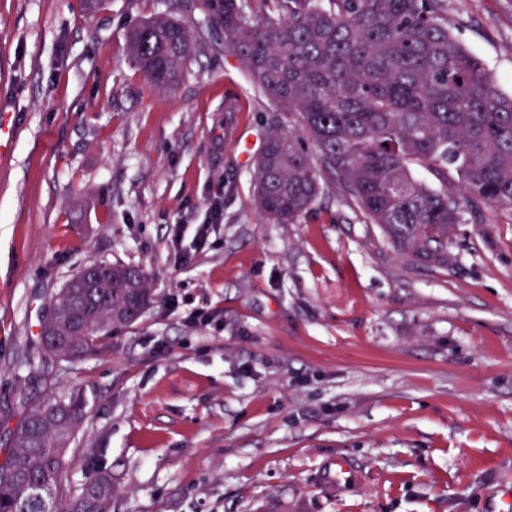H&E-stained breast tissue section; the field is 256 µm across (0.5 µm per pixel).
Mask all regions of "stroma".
<instances>
[{
  "label": "stroma",
  "mask_w": 512,
  "mask_h": 512,
  "mask_svg": "<svg viewBox=\"0 0 512 512\" xmlns=\"http://www.w3.org/2000/svg\"><path fill=\"white\" fill-rule=\"evenodd\" d=\"M512 94V0H447ZM175 0H0V449L44 392L88 412L65 491L112 512H497L512 491V214L483 206L418 264L329 184L294 224L253 205L280 113L188 19L150 85L131 26ZM222 221L209 223L213 204ZM182 235H175V225ZM206 229L207 242L197 232ZM143 267L152 302L102 354L23 363L86 263ZM345 463L350 484L328 477Z\"/></svg>",
  "instance_id": "stroma-1"
}]
</instances>
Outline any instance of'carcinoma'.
Instances as JSON below:
<instances>
[{"label": "carcinoma", "mask_w": 512, "mask_h": 512, "mask_svg": "<svg viewBox=\"0 0 512 512\" xmlns=\"http://www.w3.org/2000/svg\"><path fill=\"white\" fill-rule=\"evenodd\" d=\"M197 6L292 129L271 130L256 160L254 203L264 219L298 222L337 181L401 250L446 267L454 225L481 220L488 203L512 210V95L452 34L446 0H328L326 8L273 0L261 15L243 0ZM127 48L160 88L177 83L197 51L171 14L132 28ZM420 169L436 185L418 180ZM112 268L99 263L90 292L73 277L51 298L29 366L48 372L49 334L60 337V356L80 359L98 354L112 327L141 318L130 310L137 297L151 303L145 271ZM84 417L77 398L47 395L31 406L0 462V512H111L104 471L63 491L66 450Z\"/></svg>", "instance_id": "obj_1"}]
</instances>
